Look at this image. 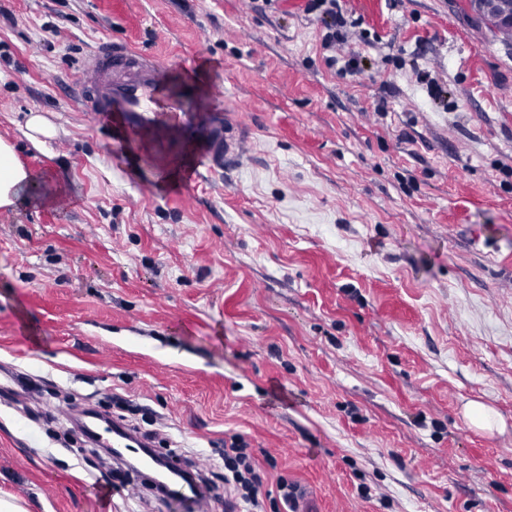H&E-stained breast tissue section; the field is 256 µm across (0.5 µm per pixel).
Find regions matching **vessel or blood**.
Here are the masks:
<instances>
[{
  "instance_id": "vessel-or-blood-1",
  "label": "vessel or blood",
  "mask_w": 512,
  "mask_h": 512,
  "mask_svg": "<svg viewBox=\"0 0 512 512\" xmlns=\"http://www.w3.org/2000/svg\"><path fill=\"white\" fill-rule=\"evenodd\" d=\"M80 70L78 103L82 111L119 115L128 134L168 123L182 109L180 98L161 96L169 77L168 65L123 41L96 39L82 57ZM195 135L210 172H223L242 157L246 134L225 116L223 106L213 108L208 122Z\"/></svg>"
}]
</instances>
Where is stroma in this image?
<instances>
[{"instance_id": "obj_1", "label": "stroma", "mask_w": 512, "mask_h": 512, "mask_svg": "<svg viewBox=\"0 0 512 512\" xmlns=\"http://www.w3.org/2000/svg\"><path fill=\"white\" fill-rule=\"evenodd\" d=\"M306 3L0 0L32 173L0 210V495L28 512H191L135 475L102 504L66 404L118 396L181 467L241 436L299 512H512V48L466 0H341L343 78ZM105 35L195 108L117 142L74 100ZM219 98L249 138L217 175L181 127Z\"/></svg>"}]
</instances>
